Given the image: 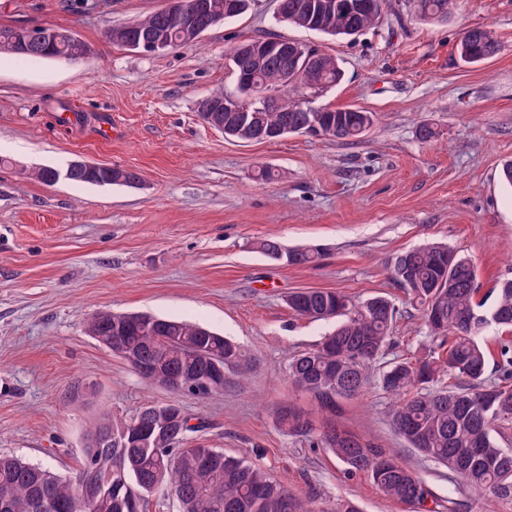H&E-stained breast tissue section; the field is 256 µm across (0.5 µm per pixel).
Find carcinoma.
<instances>
[{
  "mask_svg": "<svg viewBox=\"0 0 512 512\" xmlns=\"http://www.w3.org/2000/svg\"><path fill=\"white\" fill-rule=\"evenodd\" d=\"M226 0H182L181 15L156 12L110 30L107 37L125 47L132 36L162 30L172 46L190 44L183 25L192 20L206 31L224 15ZM320 0H288L286 22L330 36H351L375 25L382 12L379 0H332L331 14L317 16ZM415 11L425 20L441 22L448 17L451 0H413ZM265 38L247 39L230 56L235 77L247 76L254 85L255 102L249 112H219L224 130L233 132L238 123L261 134L279 132L283 138L307 127L318 117L319 136L354 141L376 122V114L354 107H324L310 112L302 98L307 89L320 93L339 84L344 72L336 58L319 48L302 46L291 57L268 54L255 64L251 50ZM85 43L70 35L41 47L19 51L28 58H82ZM497 41L491 30H468L461 54L467 63L493 56ZM128 186L140 181L138 172L114 168L78 172L70 181L80 184ZM262 254L281 251L290 265H309L319 256L311 246L286 249L277 240L256 244ZM409 272L391 278L411 296L428 328L424 354L389 363L379 378L382 391L395 398L391 421L396 434L426 461L451 469L469 488L497 497L512 496V450L499 445L495 427L512 424V341L500 345L492 381L487 376L488 359L478 335L487 326L512 329V280L496 288L490 307L476 301L477 275L471 261L443 244H425L400 254ZM288 306L310 321L332 324L331 331L313 349L293 356L287 377L299 390L310 394L323 412L336 413L342 400L364 395L368 370L383 354L390 339L396 307L377 295L364 301L341 291L304 289L288 297ZM90 335L118 356L131 352L130 366L153 381L155 369L174 380L167 390L207 398L217 390H194L202 382L200 362L210 358L223 371L244 380L252 360L233 340L186 321L151 314L127 317L98 311L86 319ZM448 375L457 383L440 385ZM163 414L167 424L151 437L132 444L123 435L135 426L148 428ZM176 402L148 404L128 422L109 415L99 418L86 432L83 466L79 474L63 478L49 468L0 453V512H80V497L88 494L91 512H147L148 497L161 490L173 495L180 512H361L358 505L342 500L322 508L313 498H303L272 478L261 464L184 441L198 426ZM279 424L288 433L308 435L311 420L295 412L284 413ZM321 445L351 473L369 477L382 495L416 509L425 506L429 490L423 480L396 457L372 441L336 426L320 434ZM93 483L79 487L85 476Z\"/></svg>",
  "mask_w": 512,
  "mask_h": 512,
  "instance_id": "1",
  "label": "carcinoma"
}]
</instances>
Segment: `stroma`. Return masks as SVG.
<instances>
[{"label":"stroma","instance_id":"obj_1","mask_svg":"<svg viewBox=\"0 0 512 512\" xmlns=\"http://www.w3.org/2000/svg\"><path fill=\"white\" fill-rule=\"evenodd\" d=\"M166 5L0 0V25H57L90 47L77 62L0 51V451L71 476L91 423L175 399L203 425L189 444L250 458L326 504L413 512L366 475H348L328 449L285 433L279 416L290 408L308 414L315 432L333 422L396 454L454 512H512V497L462 487L398 440L392 401L377 384L334 415L318 413L287 365L330 326L286 303L303 289L391 297L403 314L389 362L420 355L427 334L391 278L399 254L448 245L471 260L477 298L489 304L512 278V187L501 179L512 160V0H453L441 23L413 16L409 0H385L378 23L346 38L278 22L275 0H251L240 18L162 54L107 39ZM477 26L493 31L498 51L470 64L458 46ZM273 35L336 57L344 81L307 99L376 113L362 139L242 142L200 119L199 99L237 90L234 48ZM69 113L76 121L62 126ZM423 124L435 132L426 142ZM75 160L136 170L141 183L47 186L31 177ZM265 167L273 180L259 179ZM264 238L322 255L306 266L274 262L256 248ZM99 310L201 324L240 344L253 370L206 399L173 396L87 333L85 318Z\"/></svg>","mask_w":512,"mask_h":512}]
</instances>
